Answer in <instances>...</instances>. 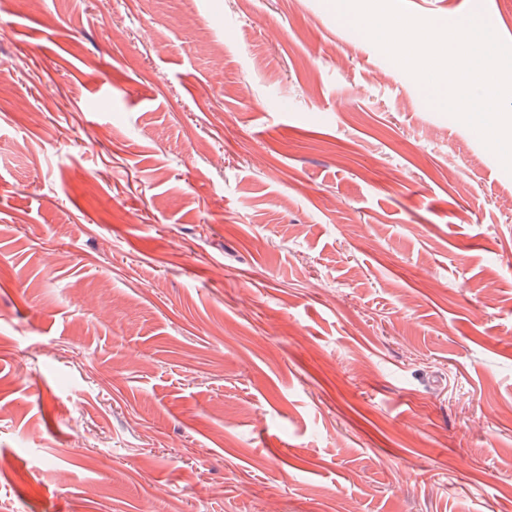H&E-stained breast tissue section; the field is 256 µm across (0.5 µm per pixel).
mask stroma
Here are the masks:
<instances>
[{"mask_svg": "<svg viewBox=\"0 0 512 512\" xmlns=\"http://www.w3.org/2000/svg\"><path fill=\"white\" fill-rule=\"evenodd\" d=\"M272 503L512 512V174L332 0H0V512Z\"/></svg>", "mask_w": 512, "mask_h": 512, "instance_id": "35a3bbf8", "label": "stroma"}]
</instances>
